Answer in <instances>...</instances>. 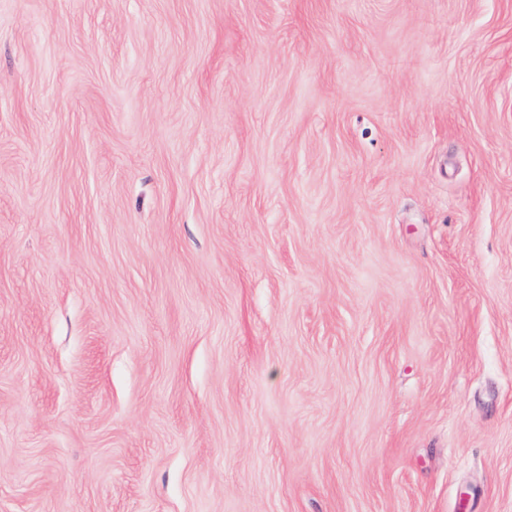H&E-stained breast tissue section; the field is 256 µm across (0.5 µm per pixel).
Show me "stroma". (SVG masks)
<instances>
[{
    "mask_svg": "<svg viewBox=\"0 0 512 512\" xmlns=\"http://www.w3.org/2000/svg\"><path fill=\"white\" fill-rule=\"evenodd\" d=\"M0 512H512V0H0Z\"/></svg>",
    "mask_w": 512,
    "mask_h": 512,
    "instance_id": "35a3bbf8",
    "label": "stroma"
}]
</instances>
